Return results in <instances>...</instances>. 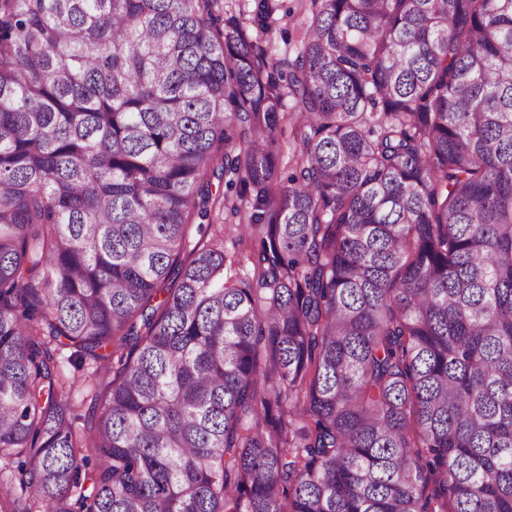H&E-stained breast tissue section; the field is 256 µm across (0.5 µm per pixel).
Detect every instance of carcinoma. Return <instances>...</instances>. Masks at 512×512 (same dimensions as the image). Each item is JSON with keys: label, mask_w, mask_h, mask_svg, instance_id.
Returning a JSON list of instances; mask_svg holds the SVG:
<instances>
[{"label": "carcinoma", "mask_w": 512, "mask_h": 512, "mask_svg": "<svg viewBox=\"0 0 512 512\" xmlns=\"http://www.w3.org/2000/svg\"><path fill=\"white\" fill-rule=\"evenodd\" d=\"M307 2L0 0V512H512V0ZM274 3L278 5V9L274 15V34L272 35L273 49L270 54V64L282 57L287 50L290 53L292 52L293 43H289L295 38L296 32L294 26L299 15L291 18L288 17V13L291 12L295 14L300 9V4L297 0H275ZM276 139L279 149L278 167L280 171L285 172L286 175L289 166L294 164L299 151V144L295 140L292 126L289 125L287 121L279 125L276 132ZM227 179H229V177L224 178V181L221 184L219 197L221 204H217L213 210V223L224 224L227 225L228 228L231 227L230 225L247 224L249 222L248 219L251 212L248 205L244 202L242 204L238 202V209L233 210L231 209V203H227L225 200L222 201V191H224V197L236 199L235 189H229L225 184ZM258 243H259V237H255L253 239H251V237H249L247 240L244 239L242 244L238 245L236 243L235 234L228 230L225 233V230H224V251L228 255L234 254L233 259L235 260L231 267L229 265H227V267L224 270V273L228 274V275H235V274H239V273L243 274V272H245L246 268H247V263L245 261H243L244 260L243 256L245 254H248L249 251L253 247L256 248L258 246ZM239 255H240V258H242V262L240 263V265L237 263V259L239 258Z\"/></svg>", "instance_id": "carcinoma-1"}]
</instances>
